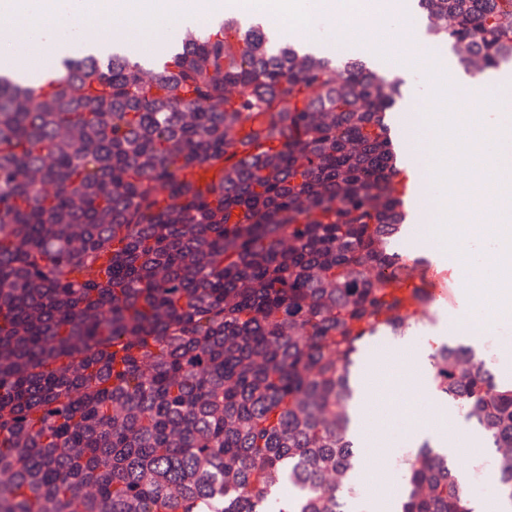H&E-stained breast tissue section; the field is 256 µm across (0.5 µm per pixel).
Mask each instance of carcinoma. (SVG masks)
Instances as JSON below:
<instances>
[{
    "label": "carcinoma",
    "instance_id": "obj_1",
    "mask_svg": "<svg viewBox=\"0 0 512 512\" xmlns=\"http://www.w3.org/2000/svg\"><path fill=\"white\" fill-rule=\"evenodd\" d=\"M416 4L464 69L512 63V0ZM399 96L239 17L0 72V512H349L352 368L434 299ZM431 359L512 503V380ZM405 470L399 512H475L429 445Z\"/></svg>",
    "mask_w": 512,
    "mask_h": 512
}]
</instances>
